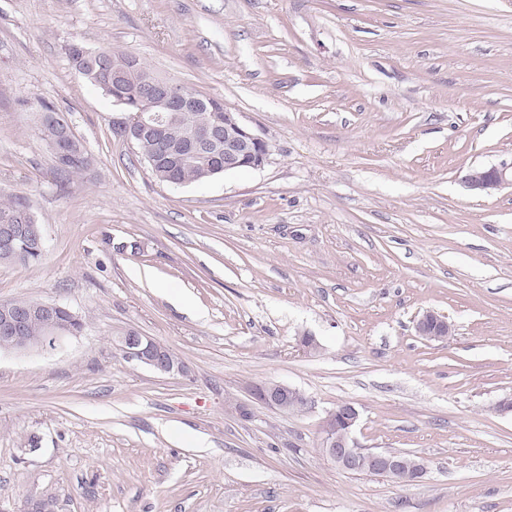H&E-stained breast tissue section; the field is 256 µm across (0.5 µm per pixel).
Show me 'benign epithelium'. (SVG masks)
I'll list each match as a JSON object with an SVG mask.
<instances>
[{"instance_id": "7a95c632", "label": "benign epithelium", "mask_w": 512, "mask_h": 512, "mask_svg": "<svg viewBox=\"0 0 512 512\" xmlns=\"http://www.w3.org/2000/svg\"><path fill=\"white\" fill-rule=\"evenodd\" d=\"M73 63L81 69L88 64L112 69V83L120 84L130 78V64L134 56L126 59L106 58L97 50L91 52L85 48L73 47ZM125 113L124 120L115 124L129 143H137L146 138H158L166 122L178 112L202 109L216 112L214 98L185 88L184 84L168 77L157 76L142 84L141 93L121 105ZM78 142V137L70 125L57 126L56 153L59 159L69 156V149ZM269 143L245 125L236 114L224 111V122H208L196 129L184 142V158L200 155L214 160L209 174L220 176L244 168L259 169L270 156ZM464 185L477 196H490L495 192L512 188V161L497 165L474 167L463 177ZM44 227L39 224H0V256H12L26 242L31 234L43 237ZM38 319L43 328L39 335L31 336L29 322ZM78 316L58 301L30 300L25 305L14 301L0 302V352L26 355L33 352L54 350L76 332L74 322ZM415 330L420 336L438 339L452 331V325L443 316L427 311L418 319ZM117 346L125 358L148 366L164 375H183L186 373L184 362L177 358L169 348L129 328L116 338ZM251 402L288 410L290 403L307 405V398L299 390L279 383H259L250 389ZM347 415V428L338 435L331 427L335 412L327 414L320 428L322 452L344 471L360 469L368 463L372 472H381L395 483L410 484L418 481L425 473L421 460L408 459L387 452L374 453L362 460V450L353 437L358 420L356 408L348 403L343 409ZM55 504L47 501L43 493H35L26 498L24 512H53Z\"/></svg>"}]
</instances>
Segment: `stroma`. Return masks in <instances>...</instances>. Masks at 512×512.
<instances>
[{"label": "stroma", "mask_w": 512, "mask_h": 512, "mask_svg": "<svg viewBox=\"0 0 512 512\" xmlns=\"http://www.w3.org/2000/svg\"><path fill=\"white\" fill-rule=\"evenodd\" d=\"M76 43L220 99L268 162L158 182ZM42 100L91 159L65 181ZM511 159L512 0H0V195L46 239L40 265H0V301L86 323L0 354V512L45 489L59 512H512V191L462 183ZM428 311L447 339L417 335ZM130 327L187 374L127 360ZM254 382L309 405L251 404ZM344 403L358 445L420 457V482L323 456Z\"/></svg>", "instance_id": "stroma-1"}]
</instances>
